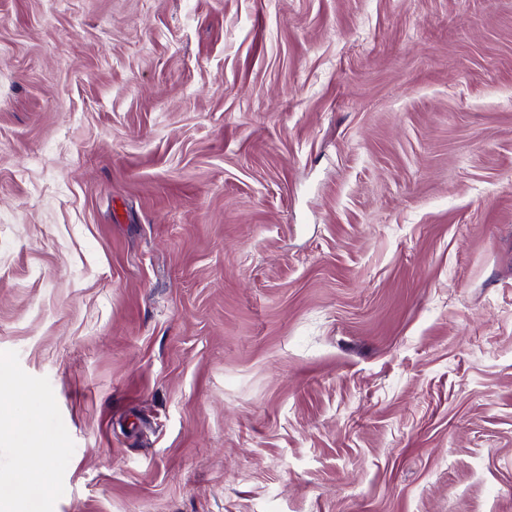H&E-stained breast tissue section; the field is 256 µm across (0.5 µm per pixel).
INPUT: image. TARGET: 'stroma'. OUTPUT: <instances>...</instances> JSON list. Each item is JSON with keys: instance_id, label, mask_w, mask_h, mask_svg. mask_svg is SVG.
I'll list each match as a JSON object with an SVG mask.
<instances>
[{"instance_id": "stroma-1", "label": "stroma", "mask_w": 512, "mask_h": 512, "mask_svg": "<svg viewBox=\"0 0 512 512\" xmlns=\"http://www.w3.org/2000/svg\"><path fill=\"white\" fill-rule=\"evenodd\" d=\"M0 363L41 512H512V0H0Z\"/></svg>"}]
</instances>
